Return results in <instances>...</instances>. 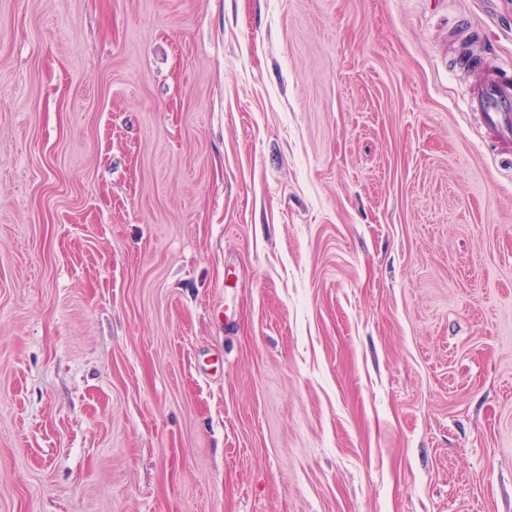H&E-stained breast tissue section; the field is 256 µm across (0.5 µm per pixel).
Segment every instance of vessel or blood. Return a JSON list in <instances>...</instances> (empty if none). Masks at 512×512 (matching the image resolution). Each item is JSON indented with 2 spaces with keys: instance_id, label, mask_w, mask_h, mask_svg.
Wrapping results in <instances>:
<instances>
[{
  "instance_id": "1",
  "label": "vessel or blood",
  "mask_w": 512,
  "mask_h": 512,
  "mask_svg": "<svg viewBox=\"0 0 512 512\" xmlns=\"http://www.w3.org/2000/svg\"><path fill=\"white\" fill-rule=\"evenodd\" d=\"M469 111L478 113L482 124L499 142L512 144V79L495 73L466 92Z\"/></svg>"
}]
</instances>
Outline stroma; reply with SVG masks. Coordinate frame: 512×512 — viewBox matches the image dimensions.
<instances>
[{
  "instance_id": "1",
  "label": "stroma",
  "mask_w": 512,
  "mask_h": 512,
  "mask_svg": "<svg viewBox=\"0 0 512 512\" xmlns=\"http://www.w3.org/2000/svg\"><path fill=\"white\" fill-rule=\"evenodd\" d=\"M512 0H0V512H512ZM467 108L499 142L512 144V79L491 73L466 92Z\"/></svg>"
}]
</instances>
